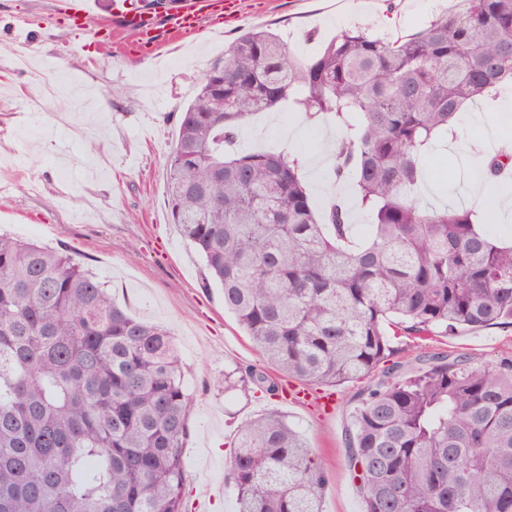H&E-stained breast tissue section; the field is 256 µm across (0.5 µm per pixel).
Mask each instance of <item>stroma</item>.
<instances>
[{"label":"stroma","instance_id":"obj_1","mask_svg":"<svg viewBox=\"0 0 512 512\" xmlns=\"http://www.w3.org/2000/svg\"><path fill=\"white\" fill-rule=\"evenodd\" d=\"M343 0H236L225 10L223 32L199 31L158 55L136 37L112 33V13L90 0L82 28L58 9L61 0H0V232L77 253L116 302L143 320L165 325L183 362L193 403L184 450L186 503L209 496V512H236L224 482L238 426L279 411L305 436L326 471L324 512H363L350 476L345 429L348 413L378 373L339 387L331 411L303 407L282 396L225 390V373L264 366L218 291L201 286L204 269L172 223L166 164L178 117L204 71L225 45L252 28L280 35L298 57L314 55L337 32L361 27L374 34L409 35L440 14L442 0H372V13L332 15ZM42 54L30 69L9 53L18 19ZM493 121L485 102L459 113L446 148L424 157L418 198L438 206L475 207L467 147L478 138L477 116ZM335 128L310 126L293 105L259 114L242 127L234 149H293L317 208L348 200L351 221L365 235L369 218L350 199L348 185L329 174ZM396 360L412 363L433 353L477 356L492 364L512 356V327L426 338H393Z\"/></svg>","mask_w":512,"mask_h":512}]
</instances>
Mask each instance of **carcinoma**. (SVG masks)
<instances>
[{
  "label": "carcinoma",
  "instance_id": "carcinoma-1",
  "mask_svg": "<svg viewBox=\"0 0 512 512\" xmlns=\"http://www.w3.org/2000/svg\"><path fill=\"white\" fill-rule=\"evenodd\" d=\"M506 77L512 0H454L405 40L342 30L305 61L248 30L179 116L168 205L201 287L284 378L333 388L382 370L347 429L364 512H512V358L435 357L404 377L385 331L512 327V242L415 194L425 151ZM288 102L335 126L332 176L369 212L366 238L341 200L316 213L298 157L225 152ZM471 149L487 179L512 172V151ZM252 384L282 390L254 366L224 375ZM191 411L164 326L68 249L0 234V512H185ZM226 480L237 512H322L324 468L278 411L238 428Z\"/></svg>",
  "mask_w": 512,
  "mask_h": 512
}]
</instances>
